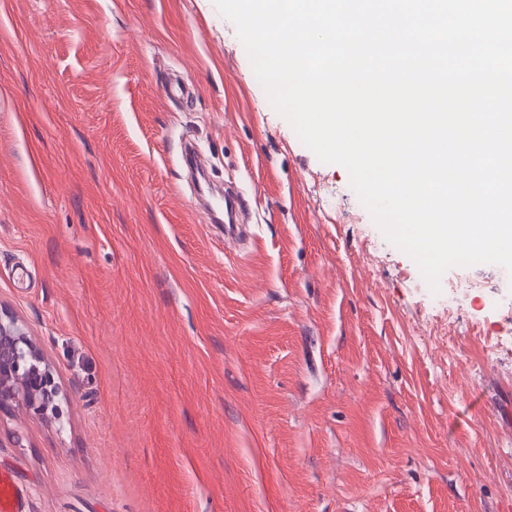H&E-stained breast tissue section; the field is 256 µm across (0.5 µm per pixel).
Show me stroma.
<instances>
[{
	"mask_svg": "<svg viewBox=\"0 0 512 512\" xmlns=\"http://www.w3.org/2000/svg\"><path fill=\"white\" fill-rule=\"evenodd\" d=\"M241 46L214 0H0V310L67 396L0 411L18 512H512V272L432 292Z\"/></svg>",
	"mask_w": 512,
	"mask_h": 512,
	"instance_id": "obj_1",
	"label": "stroma"
}]
</instances>
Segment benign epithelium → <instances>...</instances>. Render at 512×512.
Masks as SVG:
<instances>
[{"label": "benign epithelium", "mask_w": 512, "mask_h": 512, "mask_svg": "<svg viewBox=\"0 0 512 512\" xmlns=\"http://www.w3.org/2000/svg\"><path fill=\"white\" fill-rule=\"evenodd\" d=\"M66 397L26 325L0 311V410L18 406L33 420L62 422Z\"/></svg>", "instance_id": "obj_1"}]
</instances>
